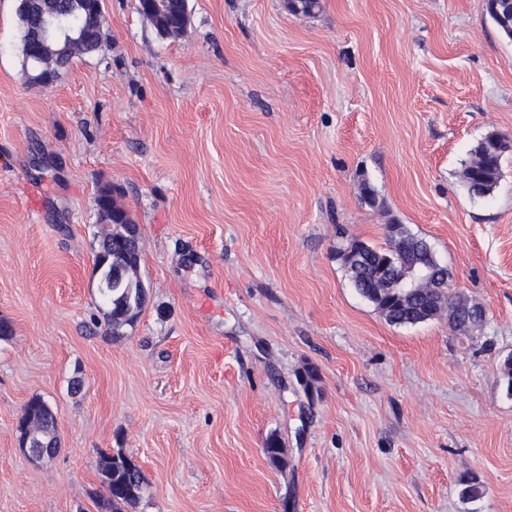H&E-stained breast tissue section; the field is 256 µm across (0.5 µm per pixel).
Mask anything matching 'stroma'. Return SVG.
<instances>
[{
    "label": "stroma",
    "instance_id": "obj_1",
    "mask_svg": "<svg viewBox=\"0 0 512 512\" xmlns=\"http://www.w3.org/2000/svg\"><path fill=\"white\" fill-rule=\"evenodd\" d=\"M188 6L174 40L102 0L103 50L32 87L0 0V512H105L103 452L145 475L132 512H512V150L486 197L459 178L512 139V39L486 0ZM106 186L148 290L120 336L94 269ZM397 223L482 328L393 325L359 295L337 250ZM35 396L61 439L38 462ZM19 447L23 454L33 460L52 457L55 455V448H57L56 445H49L48 443H45L38 438H33L30 435L24 437L22 443H19Z\"/></svg>",
    "mask_w": 512,
    "mask_h": 512
}]
</instances>
